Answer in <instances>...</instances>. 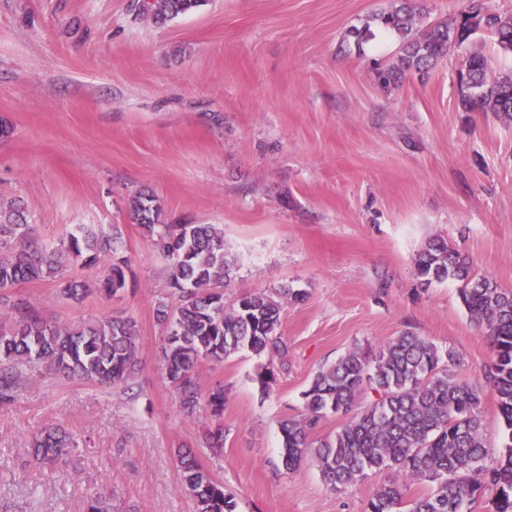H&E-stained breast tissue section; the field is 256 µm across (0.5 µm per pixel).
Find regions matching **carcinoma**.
<instances>
[{
	"label": "carcinoma",
	"instance_id": "obj_1",
	"mask_svg": "<svg viewBox=\"0 0 512 512\" xmlns=\"http://www.w3.org/2000/svg\"><path fill=\"white\" fill-rule=\"evenodd\" d=\"M202 3L153 0L149 13L153 21L163 22ZM372 19L399 40L396 59L375 71L376 82L385 91L397 88L410 71H429L479 30L495 35L503 50L512 51V18L494 12L486 0H471L469 10L451 24H423L416 0H391L390 7ZM488 70L484 54L468 53L458 70L466 84L458 107L512 118V76L491 80ZM129 208L167 262L173 288L172 302L161 301L157 307L164 329L165 378L186 414L203 411L214 418L204 445L220 454L224 386L203 387L199 366L245 349L257 355L285 353L280 332L283 307L277 297L301 301L304 294L290 288L275 295L253 292L226 308L224 287L237 259L224 247V230L215 224L168 222L160 199L151 191L137 192ZM32 233L23 211L0 206V302L11 311L10 323L0 327V399L11 397L22 368L103 387L129 385L139 364L133 318L60 325L42 318L25 296L10 292L22 283L57 280L62 294L79 302L88 288L66 277L64 260L92 269L107 258L99 291L108 298L116 296L127 287L130 270L129 258L121 254L120 228L115 225L104 236L70 232L53 247L38 244ZM414 267L427 284H460L458 292L471 320L491 345L493 361L486 379L497 393L498 414L508 431L505 452L494 457L484 439L480 383L450 373L456 353L405 331L371 356L353 350L315 374L304 392L303 412L280 422L283 464L292 470L314 462L336 492L387 469L398 472L405 482L429 485L426 493L410 500L400 483L381 486L369 500L368 512H472L488 486L495 490L493 512H512V290L474 275L470 261L443 240L428 241L414 258ZM329 415L343 418L335 434L311 439ZM75 447L68 435L53 427L33 439L35 457L52 463L65 455L64 449ZM180 485L194 498L196 512H234L224 485L189 451L181 457Z\"/></svg>",
	"mask_w": 512,
	"mask_h": 512
}]
</instances>
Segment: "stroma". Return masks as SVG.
<instances>
[{"label": "stroma", "mask_w": 512, "mask_h": 512, "mask_svg": "<svg viewBox=\"0 0 512 512\" xmlns=\"http://www.w3.org/2000/svg\"><path fill=\"white\" fill-rule=\"evenodd\" d=\"M141 0H0V204L24 208L35 239L122 231L133 286L107 299L64 298L56 281L24 283L47 320L137 323L132 388L26 371L0 401V512H196L180 452L233 496L235 512H366L396 471L334 492L306 463L282 465L280 419L300 413L312 377L351 350L378 351L411 331L452 348L457 376L480 378L493 353L447 281L422 284L413 260L444 239L476 275L512 289V119L457 105L462 50L395 90L372 79L395 37L362 27L389 0H204L160 24ZM166 218L218 224L237 268L225 305L289 287L287 356L240 351L199 369L224 386V450L202 440L208 414L182 412L159 359L165 264L129 215L140 189ZM60 426L78 446L42 464L29 443Z\"/></svg>", "instance_id": "stroma-1"}]
</instances>
